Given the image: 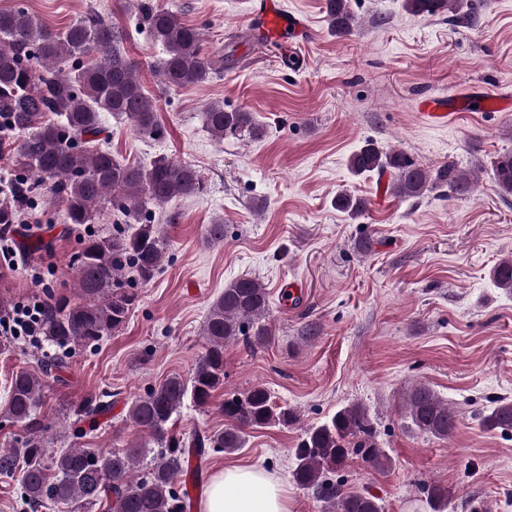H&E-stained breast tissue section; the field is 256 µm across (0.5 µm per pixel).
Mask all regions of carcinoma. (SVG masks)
Returning <instances> with one entry per match:
<instances>
[{"label": "carcinoma", "mask_w": 512, "mask_h": 512, "mask_svg": "<svg viewBox=\"0 0 512 512\" xmlns=\"http://www.w3.org/2000/svg\"><path fill=\"white\" fill-rule=\"evenodd\" d=\"M139 5L151 36L165 51L158 73L166 87L200 85L224 69V55L203 54L201 29L148 0ZM404 9L413 15L447 14L451 21H470L473 16L471 0H404ZM327 12L336 35L352 32L348 0H328ZM123 40V33L99 16L56 30L21 8L0 10V114L5 116L9 135L16 136L23 188L32 179L47 184L63 204L69 224L97 223L98 204L106 199L130 225L110 235L91 234L81 242L74 257L81 302L71 304L51 295L44 301L42 336L59 349L94 343L125 325L137 299L129 281H151L168 250L149 207L198 196L206 189L199 171L188 163L159 156L147 166L133 164L101 146L105 112L141 135H163L155 106L144 93ZM87 57L92 61L85 62ZM203 117L219 141H256L265 135L251 112L228 111L216 103L206 108ZM348 166L356 176L390 173L391 190L403 198H417L432 189L460 194L469 188V180L454 166L431 172L405 154L384 151L372 141L350 155ZM492 176L502 192L512 193V152L497 155ZM336 207L357 217L365 202L344 193L336 197ZM490 277L496 287L512 290V259L497 263ZM269 310L270 293L261 282L247 276L232 280L208 310L202 329L207 346L190 376L172 375L131 402L126 418L158 445L142 476L138 468L145 450L138 443L109 452L70 447L48 454L46 431L40 429L37 414L44 402L46 377L64 367L65 355H53L37 372L17 371L7 391L6 414L25 424L29 435L15 448L0 449V476L20 477L28 512H66L77 503L100 501L107 503L108 512H185L184 492L178 486L197 472L188 465L185 448L194 449L199 459L210 450L232 454L245 447L249 432L297 420L295 410L276 405L266 387L255 385L224 399V430L197 433L186 445L170 435L185 401L204 407L224 385L226 344L240 339L251 350L266 346L271 336ZM110 407L109 402L88 401L73 408L75 438L86 435L83 423L97 421ZM401 409L412 429L442 441L453 435L459 423L457 410L423 382L405 389ZM480 422L488 430L512 434V401L496 399ZM352 454L377 470L390 467L375 422L360 403L346 405L326 422L306 427L292 479L336 512H384L376 496L345 492L342 485L324 479ZM422 493L430 512H446L448 488L426 484Z\"/></svg>", "instance_id": "cac0c4a2"}]
</instances>
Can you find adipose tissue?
<instances>
[{
  "label": "adipose tissue",
  "instance_id": "adipose-tissue-1",
  "mask_svg": "<svg viewBox=\"0 0 512 512\" xmlns=\"http://www.w3.org/2000/svg\"><path fill=\"white\" fill-rule=\"evenodd\" d=\"M201 512H288V499L264 469L230 466L212 476Z\"/></svg>",
  "mask_w": 512,
  "mask_h": 512
}]
</instances>
